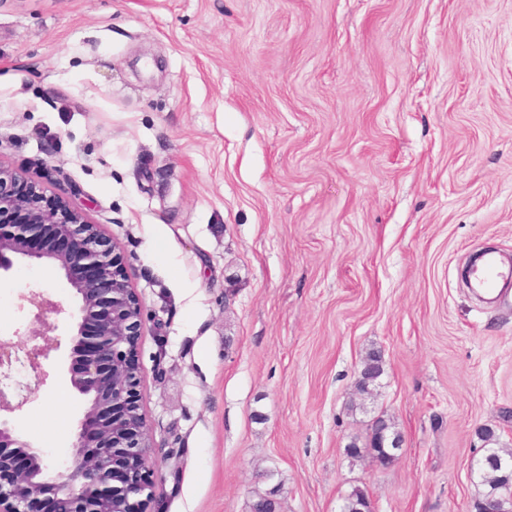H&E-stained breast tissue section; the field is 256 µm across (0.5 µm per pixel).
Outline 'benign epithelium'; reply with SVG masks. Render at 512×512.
I'll list each match as a JSON object with an SVG mask.
<instances>
[{
    "mask_svg": "<svg viewBox=\"0 0 512 512\" xmlns=\"http://www.w3.org/2000/svg\"><path fill=\"white\" fill-rule=\"evenodd\" d=\"M22 261L63 272L79 301L68 374L85 410L66 466L55 473L46 452L0 418V512H150L157 468L137 398L144 316L124 258L82 208L0 165V272ZM24 300L39 323L30 336L40 343L26 350L0 341V413L28 401L13 381L15 366H27L38 386L45 380L40 359L61 346L49 322L61 305L35 290ZM375 434L393 466L403 438L379 424Z\"/></svg>",
    "mask_w": 512,
    "mask_h": 512,
    "instance_id": "obj_1",
    "label": "benign epithelium"
}]
</instances>
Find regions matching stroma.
<instances>
[{"mask_svg": "<svg viewBox=\"0 0 512 512\" xmlns=\"http://www.w3.org/2000/svg\"><path fill=\"white\" fill-rule=\"evenodd\" d=\"M73 196L144 310L154 512H475L512 448V0H0V165ZM44 267L0 276V339ZM380 351L374 399L352 409ZM68 350L14 412L53 461L85 402ZM405 452L347 457L374 417ZM508 282L512 285V266L503 264L493 254H486L480 265L472 270L469 287L483 299L496 300L503 290L499 285ZM382 359L377 351H370L364 358L360 377L358 379V386L361 387L368 385L373 386L377 379L382 375Z\"/></svg>", "mask_w": 512, "mask_h": 512, "instance_id": "1", "label": "stroma"}]
</instances>
